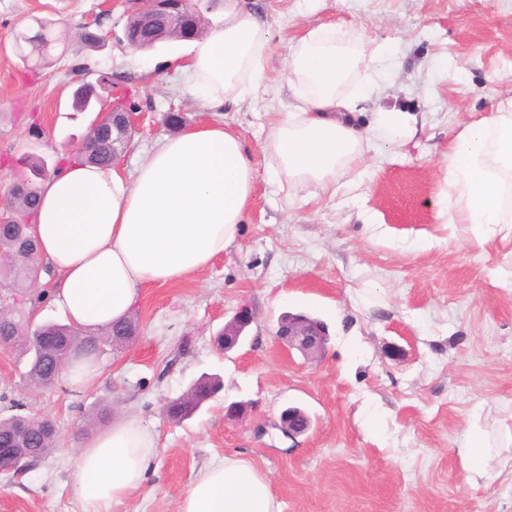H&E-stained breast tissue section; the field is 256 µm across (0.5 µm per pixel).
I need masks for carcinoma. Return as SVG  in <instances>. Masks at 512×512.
Masks as SVG:
<instances>
[{
	"mask_svg": "<svg viewBox=\"0 0 512 512\" xmlns=\"http://www.w3.org/2000/svg\"><path fill=\"white\" fill-rule=\"evenodd\" d=\"M29 54L45 61L49 51L55 47V39L43 33L30 39ZM127 142L126 133L116 125L109 128L102 135H93L79 151V160L96 165H108L112 159L123 151ZM33 175L38 179L58 171L60 164L52 169L45 168L42 160L34 157L25 159ZM38 201V184L27 179L21 181V187H13L8 192L7 208L15 217L14 226L0 231V278L8 282L14 292L24 296L31 287L28 274L31 270L41 266L39 249L25 248L20 243L26 234V224L35 211ZM43 267V266H41ZM48 270V267H43ZM138 335V324L130 317L112 324V327L102 337L96 338L86 335L67 324H44L30 326L23 315L22 307L17 306L0 314V336H12L14 342L22 353L29 357L28 376L38 385L46 382L51 370L57 364L61 352L66 349H82L88 354H94L99 348L112 346V338L121 336L129 341ZM217 382L211 378H199L186 394L170 401L167 413L176 420L183 422L206 398ZM15 416L0 419V449L14 448L21 444L14 435ZM55 445L53 437L35 434L28 440L23 450L17 451L19 467L14 474H22L29 469L27 460L22 455L31 449L42 448L49 452Z\"/></svg>",
	"mask_w": 512,
	"mask_h": 512,
	"instance_id": "carcinoma-1",
	"label": "carcinoma"
}]
</instances>
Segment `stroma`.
Segmentation results:
<instances>
[{
	"label": "stroma",
	"mask_w": 512,
	"mask_h": 512,
	"mask_svg": "<svg viewBox=\"0 0 512 512\" xmlns=\"http://www.w3.org/2000/svg\"><path fill=\"white\" fill-rule=\"evenodd\" d=\"M276 33L258 95L201 108L168 58L169 39L135 50L124 40L126 0H0V199L29 155L53 163L78 152L94 113L74 90L93 83L108 105L145 114L117 163L133 173L172 137L165 115L187 127L237 131L257 169L239 235L199 275L145 289L131 316L140 333L107 350L103 376L78 391L32 385L28 359L0 349V416L11 401L53 417L51 452L25 474L0 472V512H81L77 454L98 409L127 412L155 433L144 487L116 512H176L199 468L237 453L266 476L282 512H512V237L485 248L442 224V165L449 139L512 99V0H251ZM56 22L64 51L30 72L14 36ZM332 24L351 45L382 46L378 87L350 113L376 143L366 171L336 187L308 185L288 202L265 145L268 115L287 111L288 59L308 30ZM101 35L88 44L83 28ZM405 112L415 129L399 145L377 140L378 115ZM254 320L241 345L217 334L240 307ZM303 313L329 337L313 360L286 355L279 318ZM222 389L190 419L166 403L201 375ZM305 410L311 429H279L283 409ZM478 428L493 448L494 481L470 484L461 450Z\"/></svg>",
	"instance_id": "stroma-1"
}]
</instances>
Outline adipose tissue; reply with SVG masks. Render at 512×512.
<instances>
[{
	"instance_id": "adipose-tissue-1",
	"label": "adipose tissue",
	"mask_w": 512,
	"mask_h": 512,
	"mask_svg": "<svg viewBox=\"0 0 512 512\" xmlns=\"http://www.w3.org/2000/svg\"><path fill=\"white\" fill-rule=\"evenodd\" d=\"M270 25L225 0L224 21L191 42L179 66L189 93L217 108L254 96L265 80ZM378 50L349 48L335 30L308 31L289 61L299 112L271 113L266 143L288 197L328 189L359 167L366 146L350 126L353 101L339 89ZM257 173L239 134L221 124L160 141L134 175L117 165L67 161L39 185L32 219L44 263L55 273L52 302L67 324L94 334L129 315L143 288L195 275L236 238ZM443 180L453 196L447 224L469 226L477 242L512 235V102L465 126L448 146ZM157 452L154 433L124 414L89 430L77 460L81 512H114L138 492ZM176 512H281L249 459L225 455L199 469Z\"/></svg>"
}]
</instances>
